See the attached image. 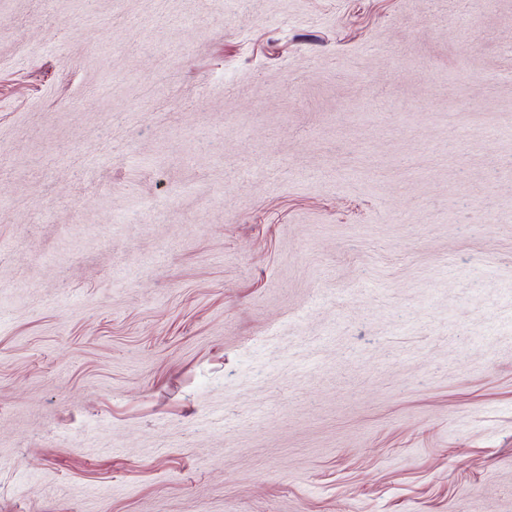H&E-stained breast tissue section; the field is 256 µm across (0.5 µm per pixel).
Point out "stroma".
I'll list each match as a JSON object with an SVG mask.
<instances>
[{"instance_id": "stroma-1", "label": "stroma", "mask_w": 512, "mask_h": 512, "mask_svg": "<svg viewBox=\"0 0 512 512\" xmlns=\"http://www.w3.org/2000/svg\"><path fill=\"white\" fill-rule=\"evenodd\" d=\"M0 512H512V0H0Z\"/></svg>"}]
</instances>
